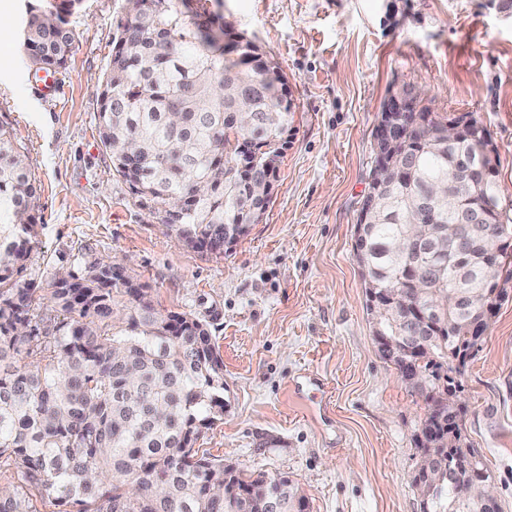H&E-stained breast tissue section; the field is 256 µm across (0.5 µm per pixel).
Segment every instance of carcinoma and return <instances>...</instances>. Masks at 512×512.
<instances>
[{"mask_svg":"<svg viewBox=\"0 0 512 512\" xmlns=\"http://www.w3.org/2000/svg\"><path fill=\"white\" fill-rule=\"evenodd\" d=\"M80 0H46L22 28L34 71L58 73L72 51L63 14ZM115 54L98 85L100 139L115 172L185 246L223 253L224 236L244 237L270 201L256 192L277 164L292 103L284 76L252 42L224 44L232 27L204 0H125ZM448 115L421 106L405 115L390 149L402 179L380 188L381 204L356 236L354 256L365 287L399 293L394 323L398 372L419 370L429 413L422 450L435 465L416 484L430 512H477L476 475H488L478 452L461 443L454 398L466 359L489 328L486 305L512 282V255L488 271L491 233L512 236L496 180L474 182L463 164L478 160L484 125L469 136L444 135ZM251 144L259 160L235 170L236 151ZM36 187L24 148L0 122V458L21 474L0 489V512H37L34 494L78 512H269L279 489L281 512L301 497L286 478L224 470L197 453L200 428L224 412V361L206 324L156 309L147 287L122 266L95 260L80 277L47 285L63 313L40 328L33 283L24 269L35 235ZM430 212L423 235L411 218ZM480 224L448 232L463 213ZM128 296L125 327L112 326L114 292ZM468 465L448 482V463Z\"/></svg>","mask_w":512,"mask_h":512,"instance_id":"obj_1","label":"carcinoma"}]
</instances>
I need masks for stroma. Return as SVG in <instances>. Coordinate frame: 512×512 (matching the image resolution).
Returning a JSON list of instances; mask_svg holds the SVG:
<instances>
[{
	"instance_id": "35a3bbf8",
	"label": "stroma",
	"mask_w": 512,
	"mask_h": 512,
	"mask_svg": "<svg viewBox=\"0 0 512 512\" xmlns=\"http://www.w3.org/2000/svg\"><path fill=\"white\" fill-rule=\"evenodd\" d=\"M43 0L0 10V120L38 184L37 236L23 279L82 275L114 261L148 284L153 305L206 322L224 360V414L199 452L248 473L291 479L307 512H420L413 478L428 408L381 356L353 251L388 95L412 89L433 112L469 113L497 149L512 216V14L490 0H208L288 79L295 103L277 188L230 250L185 247L117 175L97 126L125 0H81L66 16L72 56L58 95L39 93L20 48ZM457 401L502 512H512V284ZM333 392L332 412L293 389L306 375Z\"/></svg>"
}]
</instances>
